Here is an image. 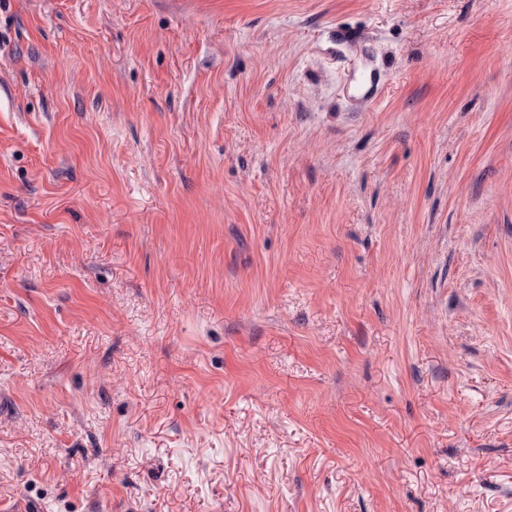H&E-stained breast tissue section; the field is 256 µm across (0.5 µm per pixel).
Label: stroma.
I'll return each mask as SVG.
<instances>
[{
    "mask_svg": "<svg viewBox=\"0 0 512 512\" xmlns=\"http://www.w3.org/2000/svg\"><path fill=\"white\" fill-rule=\"evenodd\" d=\"M0 512H512V0H0Z\"/></svg>",
    "mask_w": 512,
    "mask_h": 512,
    "instance_id": "35a3bbf8",
    "label": "stroma"
}]
</instances>
